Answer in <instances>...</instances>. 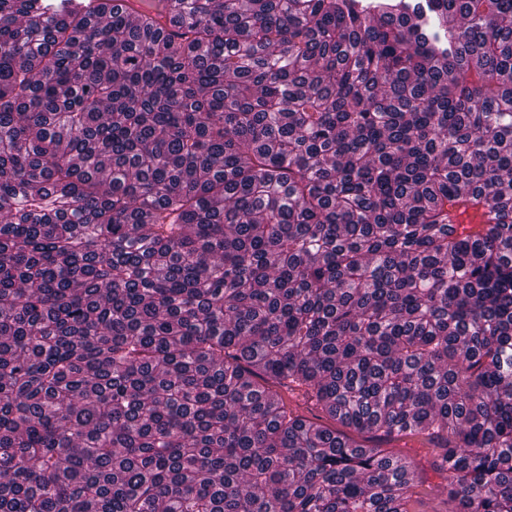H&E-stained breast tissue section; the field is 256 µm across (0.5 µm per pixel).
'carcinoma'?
I'll list each match as a JSON object with an SVG mask.
<instances>
[{"mask_svg":"<svg viewBox=\"0 0 512 512\" xmlns=\"http://www.w3.org/2000/svg\"><path fill=\"white\" fill-rule=\"evenodd\" d=\"M67 2L0 0V512H409L406 438L512 512V0Z\"/></svg>","mask_w":512,"mask_h":512,"instance_id":"carcinoma-1","label":"carcinoma"}]
</instances>
